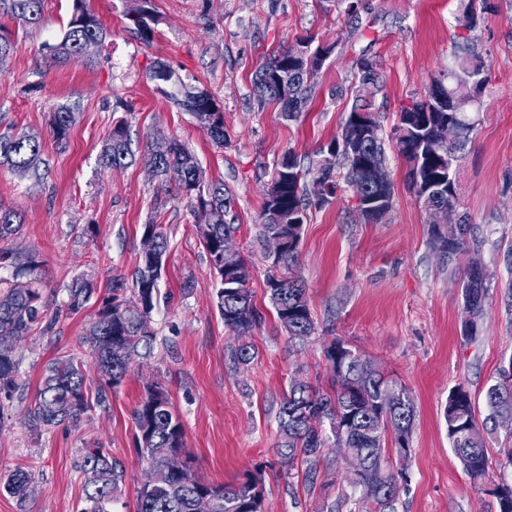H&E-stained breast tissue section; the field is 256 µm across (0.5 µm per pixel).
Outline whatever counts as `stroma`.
<instances>
[{
  "instance_id": "35a3bbf8",
  "label": "stroma",
  "mask_w": 512,
  "mask_h": 512,
  "mask_svg": "<svg viewBox=\"0 0 512 512\" xmlns=\"http://www.w3.org/2000/svg\"><path fill=\"white\" fill-rule=\"evenodd\" d=\"M469 0H364L348 18L335 0H155V39L132 38L126 15L134 0H88L108 37L93 47V65L46 64L44 43L59 40L72 0H44L40 26L0 15L14 49L0 71V132L38 136L50 166L47 179L19 177L0 168V206L23 215L8 245L37 253L43 263L41 294L55 314L51 333L33 329L20 342V386L0 405V472L31 468L26 508L0 495V512H82L85 478L77 467L85 449L102 448L125 469L122 492L108 512H135L147 468L137 451L132 412L146 385L160 383L184 428L190 465L215 485L238 483L262 468L265 512H357L362 489L336 445L322 451L314 481L303 468H282L275 452L278 412L294 380L331 389L323 341L334 333L359 349L386 376L406 387L415 406L408 458L386 444L390 466L405 468L408 486L397 512H498L491 484L512 481V428L484 434L485 481L475 482L453 452L444 420L449 392L466 384L477 416L486 412L487 388L512 363V0H489L477 25L465 30ZM471 35L488 80L474 96V124L458 166L461 212L478 224L475 241L444 269L430 245V217L407 181V163L387 150L393 204L378 224L360 218L354 191L342 186L336 200L310 209L303 226L296 273L305 283L318 332L305 344L289 342L265 292L269 243L260 239L264 191L284 152L315 158L340 130L355 99L377 114L391 140L401 109L423 98L446 74L464 35ZM334 44L316 78L304 120L288 122L275 104H260L252 90L259 65L299 40ZM377 64V84H362L355 63ZM165 61L192 85L207 89L224 113L226 140L214 145L196 118L169 100L176 86L158 92L147 74ZM70 106L75 122L66 142H56L49 115ZM125 121L140 147L178 139L197 157L206 182H223L234 198L240 229L231 241L252 268L250 288L265 320L252 334L255 358L234 364L237 339L215 304L217 283L176 175L160 178L136 163L108 170L99 163L114 122ZM165 226L170 251L151 313L156 343L151 357L134 362L123 383L79 423L41 433L28 425L46 366L62 355L87 361L82 338L97 303L69 311L73 279L93 280L105 294L113 276L132 279L139 265L142 227ZM96 223L94 233L83 227ZM489 276V299L480 338L462 336L459 283L470 262ZM98 370L89 365L85 387L96 395Z\"/></svg>"
}]
</instances>
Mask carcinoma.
<instances>
[{"mask_svg": "<svg viewBox=\"0 0 512 512\" xmlns=\"http://www.w3.org/2000/svg\"><path fill=\"white\" fill-rule=\"evenodd\" d=\"M44 0H0V10L24 25L39 26L43 20ZM129 33L144 45L153 43L158 24L154 0H138L128 13ZM107 31L88 8L87 0H73V13L63 36L57 42L43 45L45 57L55 64L73 60L88 62L87 50L101 44ZM330 46L315 48L299 59H291L288 51L273 55L256 70L253 90L262 103L280 106L286 121L298 120L311 99L314 80L321 70V52ZM456 67L448 69V77L456 81H486L484 65L478 60L471 39L459 46ZM362 83H375L378 73L374 63L358 60ZM149 79L159 91L168 84L181 86V97L175 103L192 113L203 124L212 141L224 145V113L210 95L186 84L166 62L157 61ZM468 103L457 105L455 117L460 128L459 139L443 148L447 160L432 162L427 157L430 138L442 119L432 92L400 111L394 132V149L409 165L408 181L414 195L418 184L430 185L431 191L418 203L426 211L438 210L442 222L459 228L457 238L450 242L435 224L430 227V244L444 264L456 262L469 241L476 239L478 227L459 213L460 185L457 176L458 152L473 130L464 118ZM74 113L61 107L51 113L50 128L54 139L67 140L74 123ZM334 150L332 164L321 161L301 167L295 153L288 151L277 162L271 182L279 186L276 198L264 194L260 206L263 240L278 237L286 248L269 263L265 286L281 329L290 341L304 342L316 330L307 289L296 274L303 224L307 223L310 205L322 207L332 203L340 188L338 168L346 170L345 182L356 194L377 201L368 208L358 205L359 216L367 224H378L392 208L393 187L390 179L370 181L367 163L386 165L383 137L373 143L359 140L357 131L345 119L340 131L317 154ZM106 169H124L140 161L156 176L178 175L179 188L195 201L199 220L196 230L206 248L210 264L218 279L216 306L224 319V327L243 340L261 324L263 314L253 300L252 277L248 262L239 253L224 255V248L239 229L227 220L234 200L222 182L203 181L198 160L183 143L173 139L163 145L147 147L142 153L133 150L125 122H117L105 139L99 157ZM45 164L37 137L25 133H0V167L20 176H41ZM23 224L21 215L0 208V242L17 235ZM141 266L128 288L125 278L112 277L107 293L99 299L95 320L84 336L93 364L100 372L104 386L99 388L97 402L107 399L108 391L119 386L129 375L135 358L151 354L156 333L150 314L158 299V282L167 261L168 234L161 224L143 225ZM12 269L11 277L0 278V396L9 399L19 387L20 358L17 341L36 324L49 331L54 324L47 317L42 301L41 264L33 254L21 256L7 247H0V268ZM488 275L468 267L461 280L463 303L460 322L464 337H477L478 320L488 298ZM67 308L77 311L94 296V284L77 278L67 288ZM324 358L333 373L332 391L323 392L306 381H293L288 386L278 414L279 442L277 454L282 466L293 469L296 461L316 465L325 447V432L346 436V447L362 454L365 468L358 477L362 487L363 512H395L401 488L407 485L405 471L393 473L384 466L386 435L394 441L405 458L410 450L415 410L407 389L388 380L359 350L340 337H332L323 347ZM255 358V347L246 342L234 350L237 365L247 366ZM484 419L476 417L469 391L457 385L448 395L444 419L453 451L471 480L479 482L487 476L486 448L480 432L495 429L496 420L512 415V361L502 370L501 379L489 386ZM93 404L84 386V362L62 356L46 367L38 400L29 410L32 430L40 432L61 423L79 422ZM138 451L159 479L145 482L137 491L136 512H264L267 489L262 474L247 473L234 486L210 484L198 478L188 461L177 470L170 468L171 457L185 453L184 431L180 417L172 408L167 391L158 385L145 388L133 410ZM85 475L84 512H105V506L121 492L125 477L122 464L102 448L86 449L78 462ZM33 471L19 466L0 473V494L17 499L24 505L32 492ZM495 495L499 512H512V482L502 480Z\"/></svg>", "mask_w": 512, "mask_h": 512, "instance_id": "1", "label": "carcinoma"}]
</instances>
